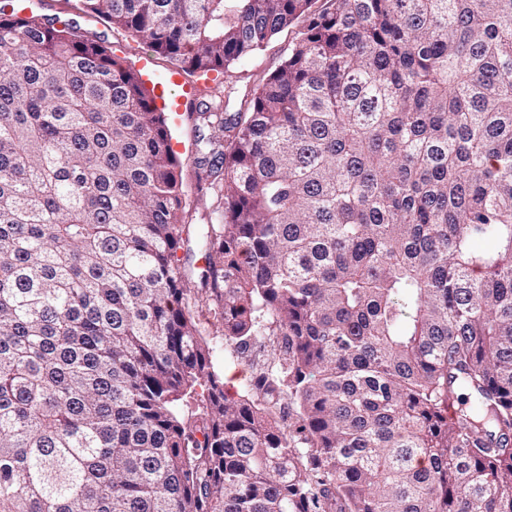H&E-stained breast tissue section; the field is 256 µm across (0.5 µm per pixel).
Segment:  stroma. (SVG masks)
Returning <instances> with one entry per match:
<instances>
[{"mask_svg":"<svg viewBox=\"0 0 512 512\" xmlns=\"http://www.w3.org/2000/svg\"><path fill=\"white\" fill-rule=\"evenodd\" d=\"M23 15H38L42 19L69 21L74 31L85 38L94 39L123 59L126 64L139 71L146 84H169L171 80L198 88L199 94L191 104L181 111L170 113L169 125L174 150L182 162L183 190L186 207L183 221L187 224H204L216 206L215 198L199 200L196 192L198 169L194 163L198 156L195 142L194 117L196 112L219 93L225 80H232L240 90L255 87L260 77L273 71L296 42L303 27L302 22L282 30L258 54L249 61L237 65L232 74L221 71L189 74L181 71L171 61L132 39L123 30L112 27L104 19L75 10L73 0H13Z\"/></svg>","mask_w":512,"mask_h":512,"instance_id":"35a3bbf8","label":"stroma"}]
</instances>
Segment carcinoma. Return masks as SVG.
Masks as SVG:
<instances>
[{"instance_id":"obj_1","label":"carcinoma","mask_w":512,"mask_h":512,"mask_svg":"<svg viewBox=\"0 0 512 512\" xmlns=\"http://www.w3.org/2000/svg\"><path fill=\"white\" fill-rule=\"evenodd\" d=\"M314 2L78 0L188 73L304 20L201 233L140 75L0 4V512H512V0ZM221 371L223 369L224 388L232 396L246 394V386L249 384L255 367L237 356L234 347L224 344V350L220 357Z\"/></svg>"}]
</instances>
